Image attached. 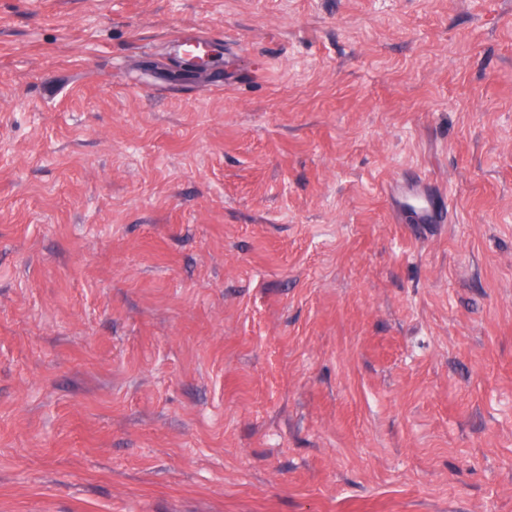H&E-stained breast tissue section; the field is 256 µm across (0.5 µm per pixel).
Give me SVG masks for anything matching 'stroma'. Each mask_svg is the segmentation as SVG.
Returning a JSON list of instances; mask_svg holds the SVG:
<instances>
[{"mask_svg": "<svg viewBox=\"0 0 512 512\" xmlns=\"http://www.w3.org/2000/svg\"><path fill=\"white\" fill-rule=\"evenodd\" d=\"M0 512H512V0H0Z\"/></svg>", "mask_w": 512, "mask_h": 512, "instance_id": "obj_1", "label": "stroma"}]
</instances>
